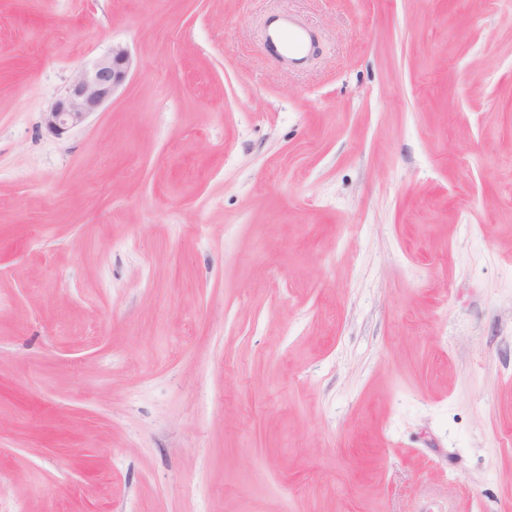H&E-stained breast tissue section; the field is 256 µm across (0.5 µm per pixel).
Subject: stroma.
<instances>
[{
  "label": "stroma",
  "instance_id": "stroma-1",
  "mask_svg": "<svg viewBox=\"0 0 512 512\" xmlns=\"http://www.w3.org/2000/svg\"><path fill=\"white\" fill-rule=\"evenodd\" d=\"M0 512H512V0H0ZM266 40L280 59L296 66L305 63L314 48L310 30L290 16L273 17L268 24ZM132 65L129 50L113 44L112 49L81 70L65 93L44 113L45 127L56 136L85 123L125 82Z\"/></svg>",
  "mask_w": 512,
  "mask_h": 512
}]
</instances>
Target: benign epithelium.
<instances>
[{"instance_id": "1", "label": "benign epithelium", "mask_w": 512, "mask_h": 512, "mask_svg": "<svg viewBox=\"0 0 512 512\" xmlns=\"http://www.w3.org/2000/svg\"><path fill=\"white\" fill-rule=\"evenodd\" d=\"M132 65L129 50L120 45L81 70L65 93L44 113L45 127L56 136L85 123L125 82Z\"/></svg>"}]
</instances>
